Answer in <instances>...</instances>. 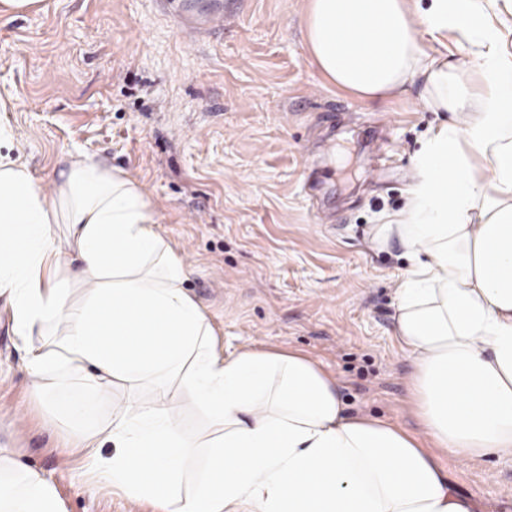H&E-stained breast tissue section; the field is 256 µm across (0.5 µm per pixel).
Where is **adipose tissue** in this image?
Wrapping results in <instances>:
<instances>
[{
	"mask_svg": "<svg viewBox=\"0 0 512 512\" xmlns=\"http://www.w3.org/2000/svg\"><path fill=\"white\" fill-rule=\"evenodd\" d=\"M511 25L512 0H310L304 18L337 88L383 101L419 83L448 115L415 156L405 210L371 238L398 241L409 261L395 325L421 438L345 416L337 379L306 356L219 351L123 170L81 154L49 199L27 164L0 155V298L32 392L80 389L69 448L98 487L156 512H475L441 456L512 455ZM174 391L205 414L204 434L181 430ZM0 512H65L53 482L2 445Z\"/></svg>",
	"mask_w": 512,
	"mask_h": 512,
	"instance_id": "ef3b65f1",
	"label": "adipose tissue"
}]
</instances>
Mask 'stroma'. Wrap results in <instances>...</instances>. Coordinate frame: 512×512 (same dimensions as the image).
<instances>
[{"label": "stroma", "instance_id": "obj_1", "mask_svg": "<svg viewBox=\"0 0 512 512\" xmlns=\"http://www.w3.org/2000/svg\"><path fill=\"white\" fill-rule=\"evenodd\" d=\"M309 0H42L0 17V153L51 191L86 152L136 179L188 267L225 353L298 351L337 374L351 416L416 433L413 363L395 334L402 210L437 115L420 86L385 105L338 90L305 42ZM223 13V25L214 14ZM0 299V444L53 479L66 512H152L94 488L66 455V392L33 398ZM443 466L480 512H512V456Z\"/></svg>", "mask_w": 512, "mask_h": 512}]
</instances>
